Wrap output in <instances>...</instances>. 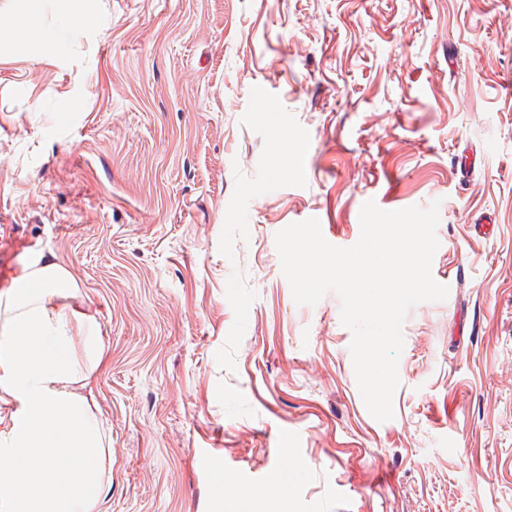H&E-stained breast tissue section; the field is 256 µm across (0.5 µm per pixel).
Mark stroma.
I'll list each match as a JSON object with an SVG mask.
<instances>
[{
	"label": "stroma",
	"instance_id": "1",
	"mask_svg": "<svg viewBox=\"0 0 512 512\" xmlns=\"http://www.w3.org/2000/svg\"><path fill=\"white\" fill-rule=\"evenodd\" d=\"M0 31V283L52 250L97 316L99 512H512V0H32ZM293 146L282 152L274 129ZM439 201L394 416L277 232ZM30 0H9L8 8L0 10L1 29H7L19 41L44 43L48 33L30 8ZM228 494L236 495L238 498L243 499L247 511L249 512H288V496L283 483V489L279 494V501L271 503L269 497L256 490H237L233 491L228 489ZM274 509V510H272Z\"/></svg>",
	"mask_w": 512,
	"mask_h": 512
}]
</instances>
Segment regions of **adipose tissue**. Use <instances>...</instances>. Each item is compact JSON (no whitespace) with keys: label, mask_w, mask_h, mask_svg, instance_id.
Segmentation results:
<instances>
[{"label":"adipose tissue","mask_w":512,"mask_h":512,"mask_svg":"<svg viewBox=\"0 0 512 512\" xmlns=\"http://www.w3.org/2000/svg\"><path fill=\"white\" fill-rule=\"evenodd\" d=\"M0 27L23 42L48 33L30 0H9ZM78 286L35 247L0 287V512H97L112 478V439L82 390L103 359Z\"/></svg>","instance_id":"ef3b65f1"}]
</instances>
